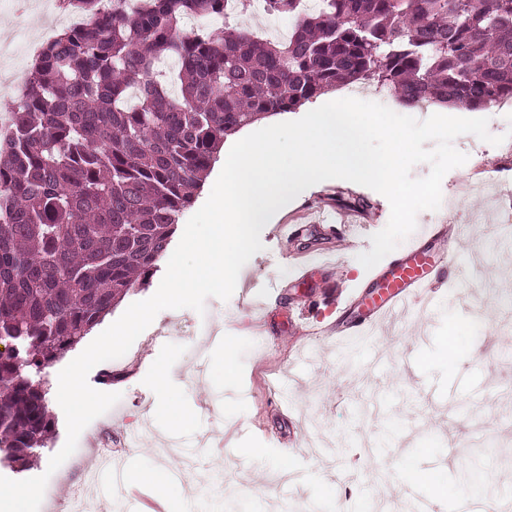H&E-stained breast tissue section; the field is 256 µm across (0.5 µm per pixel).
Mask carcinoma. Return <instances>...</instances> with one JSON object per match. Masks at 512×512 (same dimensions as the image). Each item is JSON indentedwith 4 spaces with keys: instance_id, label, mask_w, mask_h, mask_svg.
Listing matches in <instances>:
<instances>
[{
    "instance_id": "carcinoma-1",
    "label": "carcinoma",
    "mask_w": 512,
    "mask_h": 512,
    "mask_svg": "<svg viewBox=\"0 0 512 512\" xmlns=\"http://www.w3.org/2000/svg\"><path fill=\"white\" fill-rule=\"evenodd\" d=\"M68 2L90 21L33 59L0 149V461L19 471L53 434L43 371L147 279L225 137L363 81L408 107L512 101V0H264L295 18L282 41L232 0ZM235 21L244 28L256 32L264 39H272L284 37V34H279L267 25L264 17L258 15L253 10V7H248L247 2L240 6L238 12L235 14Z\"/></svg>"
}]
</instances>
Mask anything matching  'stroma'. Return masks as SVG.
<instances>
[{
    "instance_id": "stroma-1",
    "label": "stroma",
    "mask_w": 512,
    "mask_h": 512,
    "mask_svg": "<svg viewBox=\"0 0 512 512\" xmlns=\"http://www.w3.org/2000/svg\"><path fill=\"white\" fill-rule=\"evenodd\" d=\"M55 22L45 0H0V34L14 38L12 58L0 61V74L17 65H31V40ZM427 114L488 119L491 134L503 136L493 146L465 134L455 147L468 156L466 164L449 171L443 194L453 195V210L423 211L418 224L462 223L472 210H493L492 192L498 182H512V114L497 110L427 104ZM337 206L357 214L365 228L358 240L326 235L321 226L303 223L301 215L317 207ZM390 218V204L380 193L349 181L333 179L299 194L282 210L278 221L299 225L297 239H281L274 225L262 230V251L241 269L228 301L207 299L205 314L220 327V342L193 335L200 313L191 309L163 314L141 333L120 358L95 366L88 375L91 387L120 393L108 412L95 418L79 436L75 452L55 471L50 458L65 444L64 413L57 401L49 409L55 432L39 461L26 471L0 465V476L10 479L49 474L52 491L44 496L40 512H60L65 483L84 464L98 463L100 451L91 438L105 429L123 437L139 426L152 428L159 438L179 442L196 452L188 483L169 484L158 494L151 479L164 469L150 444L126 448L128 470L138 476V488L160 501L164 512H200L196 488L210 474L222 472L224 499L232 512H269L276 501L290 512H396L395 503L377 509L373 492L383 472L368 463L332 481L330 459L314 460L308 447L287 455L280 443L288 435L330 438L337 451L370 441L387 449L386 471H398L403 481L429 494L427 477H439L447 495L440 512H455L467 493L458 487L455 469L480 451L489 469L498 471L500 494L512 496V402L501 396L502 385L512 383V243L497 241L488 224L467 229L459 244L458 259H479L483 278L441 284L432 307L413 309L392 326L348 350L341 351L319 335L322 323L335 318L352 290L371 277L358 256L369 251L371 237ZM296 250L329 252L338 260L334 280L325 287L295 282L289 255ZM281 285L278 301L265 298L264 283ZM475 293L479 311L461 303V295ZM264 317L265 334L256 335L251 324ZM482 318V333L472 331ZM454 328L460 346L455 363L442 356L441 337ZM234 369L222 374L223 355ZM167 372L180 394L185 416L175 426L160 406L156 386L159 372ZM478 429L481 440L453 447L450 436ZM290 456L297 476L294 494L279 486V464Z\"/></svg>"
}]
</instances>
